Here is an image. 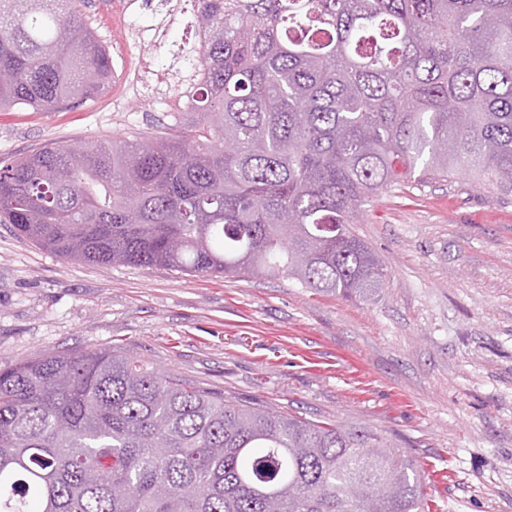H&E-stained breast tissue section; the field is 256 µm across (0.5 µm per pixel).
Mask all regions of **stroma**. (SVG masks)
<instances>
[{"instance_id":"1","label":"stroma","mask_w":512,"mask_h":512,"mask_svg":"<svg viewBox=\"0 0 512 512\" xmlns=\"http://www.w3.org/2000/svg\"><path fill=\"white\" fill-rule=\"evenodd\" d=\"M114 56L158 73L196 36ZM201 121L122 85L52 112H0V163L48 143L179 135ZM354 233L386 278L366 299L284 274L214 277L63 259L0 223V368L88 346L148 362L211 395L385 434L425 471L429 512H512V195L453 176L376 195Z\"/></svg>"}]
</instances>
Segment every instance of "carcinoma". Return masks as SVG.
<instances>
[{"instance_id": "carcinoma-1", "label": "carcinoma", "mask_w": 512, "mask_h": 512, "mask_svg": "<svg viewBox=\"0 0 512 512\" xmlns=\"http://www.w3.org/2000/svg\"><path fill=\"white\" fill-rule=\"evenodd\" d=\"M86 0H0V112L103 93ZM203 122L47 145L0 167V216L64 259L282 273L367 297L376 194L464 175L512 194V0H198ZM371 429L217 398L88 348L0 369V512H417Z\"/></svg>"}]
</instances>
